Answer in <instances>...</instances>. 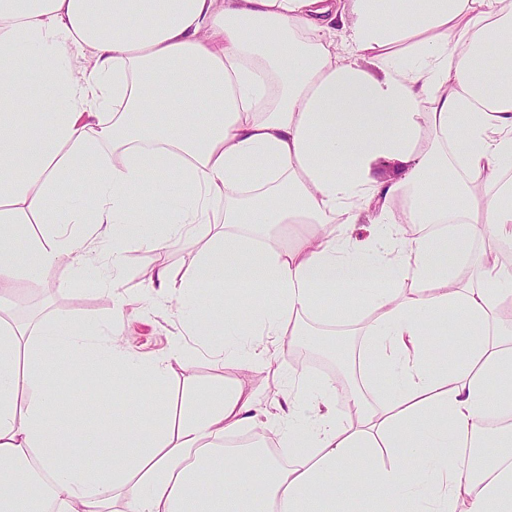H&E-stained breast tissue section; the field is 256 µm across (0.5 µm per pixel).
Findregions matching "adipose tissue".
<instances>
[{"label":"adipose tissue","mask_w":512,"mask_h":512,"mask_svg":"<svg viewBox=\"0 0 512 512\" xmlns=\"http://www.w3.org/2000/svg\"><path fill=\"white\" fill-rule=\"evenodd\" d=\"M386 163L388 182L374 175ZM290 224L307 230L272 245ZM406 224L420 234L402 237ZM106 237L94 284L117 324L133 303L119 290L128 245H199L189 274L149 278L182 319L167 355L142 361L91 318L16 322V279L81 263ZM503 251L512 0H0V512L46 497L52 512H512V464L493 454L474 479L463 453L512 417ZM243 289L242 311L224 308ZM339 296L378 370L348 368L343 393L329 375L297 386L272 352L306 319L335 320ZM255 321L272 348L254 346ZM189 335L219 363L272 374L283 401L236 385L171 414L170 362ZM92 369L138 382L147 407L75 431L97 402ZM78 383L80 399H62ZM244 429L256 443L225 447ZM365 467L369 493L354 482Z\"/></svg>","instance_id":"1"}]
</instances>
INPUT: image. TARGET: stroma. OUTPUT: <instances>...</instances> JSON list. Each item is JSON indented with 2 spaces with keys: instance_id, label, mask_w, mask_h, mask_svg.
Masks as SVG:
<instances>
[{
  "instance_id": "stroma-1",
  "label": "stroma",
  "mask_w": 512,
  "mask_h": 512,
  "mask_svg": "<svg viewBox=\"0 0 512 512\" xmlns=\"http://www.w3.org/2000/svg\"><path fill=\"white\" fill-rule=\"evenodd\" d=\"M196 257V248L180 242L162 254L140 244L128 247L121 290L134 297L136 303L121 326L124 346L146 359L166 352L170 337L179 331L181 323L166 298L148 291L147 275L162 264L181 273L189 271ZM14 295L20 312L34 314L39 320L92 318L104 322L111 315L109 299L94 290L92 279L65 264L45 278L17 281ZM185 342L186 357L170 363L168 386L175 401L185 400L194 390L238 383L254 392L259 400L269 401L274 384L267 381L265 374L215 365L195 337H186ZM94 379L100 397L95 408L78 419V427H95L120 407L142 408L147 404L146 399L114 389L107 374H95Z\"/></svg>"
}]
</instances>
